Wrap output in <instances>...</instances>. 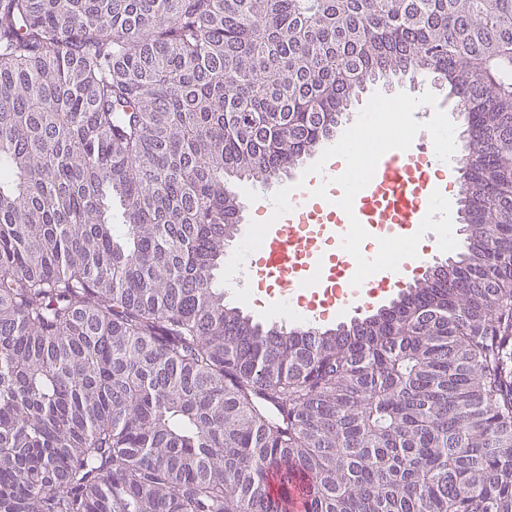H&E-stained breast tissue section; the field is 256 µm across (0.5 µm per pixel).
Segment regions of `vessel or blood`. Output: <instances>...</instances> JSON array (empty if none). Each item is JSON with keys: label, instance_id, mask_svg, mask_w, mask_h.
Segmentation results:
<instances>
[{"label": "vessel or blood", "instance_id": "vessel-or-blood-1", "mask_svg": "<svg viewBox=\"0 0 512 512\" xmlns=\"http://www.w3.org/2000/svg\"><path fill=\"white\" fill-rule=\"evenodd\" d=\"M427 186L423 168L413 155L386 151L368 163L361 181L337 192L335 210L318 224L289 214L266 236L261 249L262 274L278 289L276 306L289 309L306 268L321 270L327 293H335L340 286L349 288L361 263L358 233L385 227L402 237L410 226L424 223L426 218L442 220L448 214V201L422 199ZM390 290L389 278L381 277L371 288L350 292L343 303L375 305Z\"/></svg>", "mask_w": 512, "mask_h": 512}]
</instances>
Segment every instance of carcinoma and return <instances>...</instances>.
Instances as JSON below:
<instances>
[{
    "label": "carcinoma",
    "mask_w": 512,
    "mask_h": 512,
    "mask_svg": "<svg viewBox=\"0 0 512 512\" xmlns=\"http://www.w3.org/2000/svg\"><path fill=\"white\" fill-rule=\"evenodd\" d=\"M414 68L474 118L454 287L224 306L226 176ZM512 0H0V512H512Z\"/></svg>",
    "instance_id": "1"
}]
</instances>
